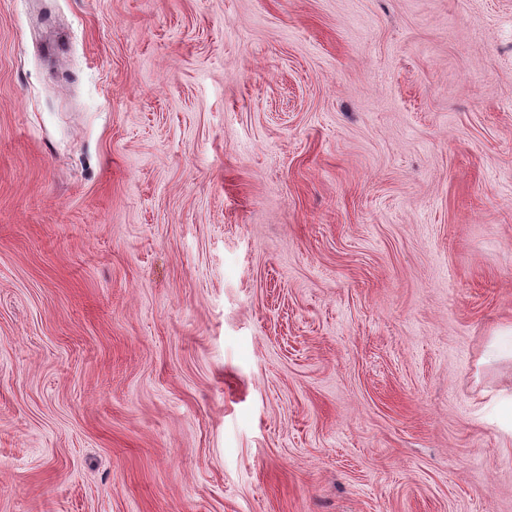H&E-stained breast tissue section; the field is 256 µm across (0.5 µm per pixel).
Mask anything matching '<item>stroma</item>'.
I'll list each match as a JSON object with an SVG mask.
<instances>
[{"mask_svg": "<svg viewBox=\"0 0 512 512\" xmlns=\"http://www.w3.org/2000/svg\"><path fill=\"white\" fill-rule=\"evenodd\" d=\"M0 0V512H512V0Z\"/></svg>", "mask_w": 512, "mask_h": 512, "instance_id": "stroma-1", "label": "stroma"}]
</instances>
